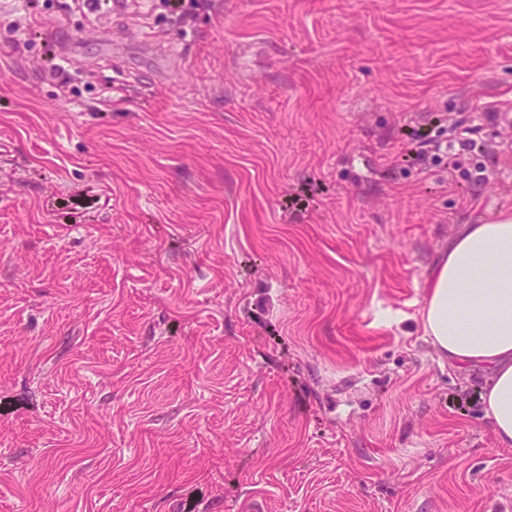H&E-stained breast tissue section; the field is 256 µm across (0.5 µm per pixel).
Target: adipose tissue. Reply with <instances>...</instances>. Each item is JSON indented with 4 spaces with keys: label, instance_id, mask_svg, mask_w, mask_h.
I'll return each instance as SVG.
<instances>
[{
    "label": "adipose tissue",
    "instance_id": "adipose-tissue-1",
    "mask_svg": "<svg viewBox=\"0 0 512 512\" xmlns=\"http://www.w3.org/2000/svg\"><path fill=\"white\" fill-rule=\"evenodd\" d=\"M421 324L449 364L491 370L484 412L511 448L512 215L460 230L427 277Z\"/></svg>",
    "mask_w": 512,
    "mask_h": 512
}]
</instances>
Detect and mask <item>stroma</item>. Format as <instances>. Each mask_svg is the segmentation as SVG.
I'll use <instances>...</instances> for the list:
<instances>
[{
	"instance_id": "stroma-1",
	"label": "stroma",
	"mask_w": 512,
	"mask_h": 512,
	"mask_svg": "<svg viewBox=\"0 0 512 512\" xmlns=\"http://www.w3.org/2000/svg\"><path fill=\"white\" fill-rule=\"evenodd\" d=\"M69 2L0 0V512H512L419 324L512 214V0Z\"/></svg>"
}]
</instances>
